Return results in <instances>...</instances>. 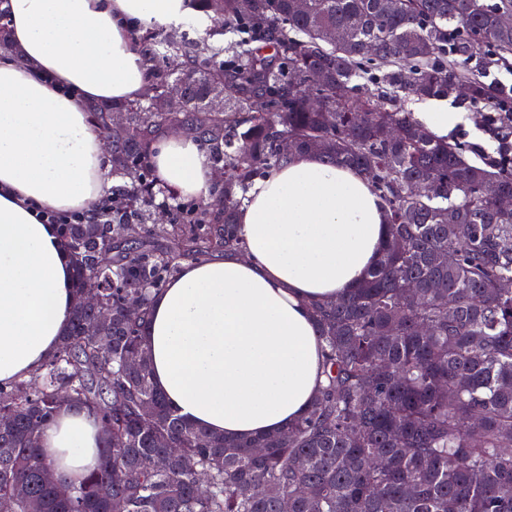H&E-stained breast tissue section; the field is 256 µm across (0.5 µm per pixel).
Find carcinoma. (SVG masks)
I'll return each mask as SVG.
<instances>
[{
	"mask_svg": "<svg viewBox=\"0 0 512 512\" xmlns=\"http://www.w3.org/2000/svg\"><path fill=\"white\" fill-rule=\"evenodd\" d=\"M197 2L224 28L135 33L145 93L90 107L120 183L99 207L110 222L59 231L75 294L98 289L111 319L91 330L94 310L75 303L37 381L0 384L10 415L0 512H31L34 501L39 512L118 502L124 512H281L285 502L292 512H512V212L496 205L512 195V101L469 66L482 45L512 68V24L502 21L512 0ZM311 71L319 81H307ZM361 78L376 93L361 94ZM173 87L179 98L158 111L154 100ZM404 95L480 109L495 155L435 137ZM114 112L123 125L112 126ZM187 126L206 163L226 170L207 201H178L154 174L158 138ZM305 153L364 174L387 213L385 242L356 287L309 303L324 382L307 414L276 433L224 438L188 423L155 387L142 343L151 295L185 262L244 251L247 191ZM160 195L175 200L165 224L152 221ZM169 237L177 250L162 246ZM65 403L99 419L108 444L61 497L39 438Z\"/></svg>",
	"mask_w": 512,
	"mask_h": 512,
	"instance_id": "obj_1",
	"label": "carcinoma"
}]
</instances>
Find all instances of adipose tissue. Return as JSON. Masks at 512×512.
<instances>
[{"label": "adipose tissue", "instance_id": "adipose-tissue-1", "mask_svg": "<svg viewBox=\"0 0 512 512\" xmlns=\"http://www.w3.org/2000/svg\"><path fill=\"white\" fill-rule=\"evenodd\" d=\"M0 381L38 371L65 334L74 268L42 212H85L108 188L110 157L87 109L133 101L147 69L131 34L191 19L193 0H0ZM153 161L180 195L208 199L204 146L165 135ZM386 215L357 170L292 158L239 210L246 253L183 264L150 302L143 344L154 379L188 421L228 437L288 427L309 410L322 363L311 300H333L377 260ZM99 421L64 405L41 432L74 485L100 463Z\"/></svg>", "mask_w": 512, "mask_h": 512}]
</instances>
